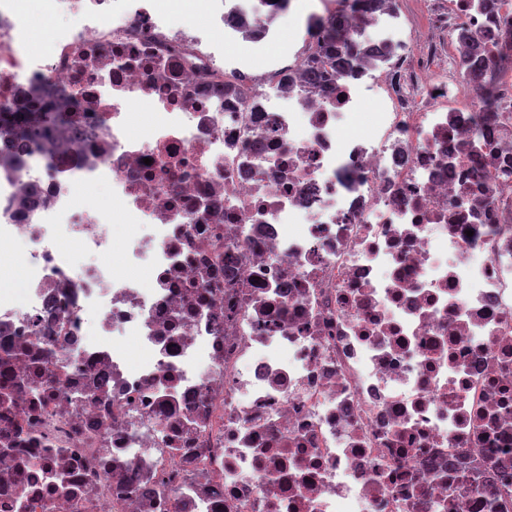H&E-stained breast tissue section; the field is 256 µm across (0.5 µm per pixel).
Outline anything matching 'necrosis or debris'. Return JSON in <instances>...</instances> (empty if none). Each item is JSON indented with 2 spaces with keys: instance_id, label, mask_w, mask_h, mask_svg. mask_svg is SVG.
Instances as JSON below:
<instances>
[{
  "instance_id": "obj_1",
  "label": "necrosis or debris",
  "mask_w": 512,
  "mask_h": 512,
  "mask_svg": "<svg viewBox=\"0 0 512 512\" xmlns=\"http://www.w3.org/2000/svg\"><path fill=\"white\" fill-rule=\"evenodd\" d=\"M296 2L195 26L34 0L60 20L34 53L0 0V110L83 132L0 166L24 276L0 290V512H495L462 476L512 489V0L348 14L322 89L332 13ZM286 23L301 42L269 54ZM461 29L497 60L469 89Z\"/></svg>"
}]
</instances>
